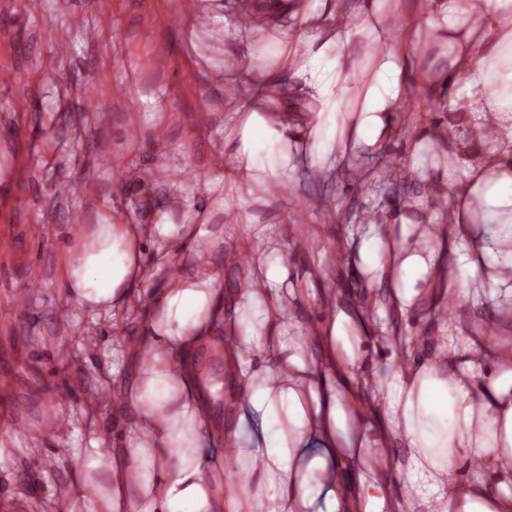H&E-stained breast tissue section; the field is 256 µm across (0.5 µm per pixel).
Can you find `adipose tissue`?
Listing matches in <instances>:
<instances>
[{"mask_svg":"<svg viewBox=\"0 0 512 512\" xmlns=\"http://www.w3.org/2000/svg\"><path fill=\"white\" fill-rule=\"evenodd\" d=\"M244 25L259 71L224 63L246 95L224 115V200L245 225L299 164L317 173L411 138L406 173L421 192L386 229L361 235L360 258L395 308L432 312L467 300L480 341L453 326L403 369L354 382L360 335L333 314L315 346L289 336L297 292L277 238L224 313V227L209 214L174 223L83 225L60 267L66 299L135 315L117 410L129 434L97 435L68 458L69 481L27 512H512V0H252ZM439 105L429 116L427 102ZM456 114L446 122L444 111ZM176 273L154 285L147 243ZM220 349L222 367L197 360ZM386 417L375 440L368 419ZM407 469L394 497L364 461ZM249 481L228 492L224 476ZM458 471L449 480L450 471Z\"/></svg>","mask_w":512,"mask_h":512,"instance_id":"adipose-tissue-1","label":"adipose tissue"}]
</instances>
